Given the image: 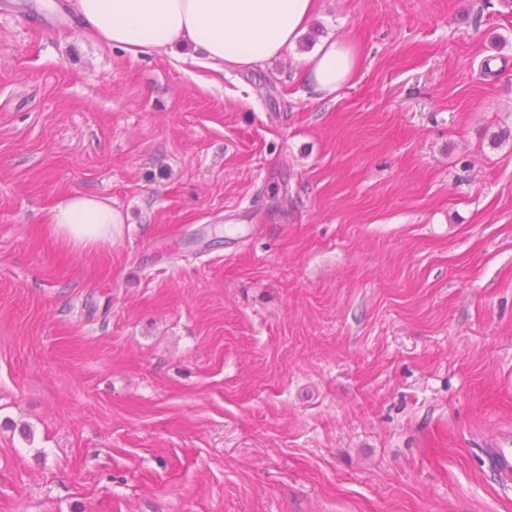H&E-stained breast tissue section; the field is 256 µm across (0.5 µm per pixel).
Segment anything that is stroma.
Segmentation results:
<instances>
[{"instance_id":"obj_1","label":"stroma","mask_w":512,"mask_h":512,"mask_svg":"<svg viewBox=\"0 0 512 512\" xmlns=\"http://www.w3.org/2000/svg\"><path fill=\"white\" fill-rule=\"evenodd\" d=\"M191 53L0 0V512H512V0H320L215 84ZM70 193L112 240L51 237ZM356 66L357 54L347 39L329 37L300 59L296 77L317 98L326 100L353 78ZM122 224L112 206L89 195L68 194L53 209L49 232L57 241L87 248L112 240ZM491 470L496 481L512 487V431H498L490 436Z\"/></svg>"}]
</instances>
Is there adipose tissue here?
<instances>
[{
	"instance_id": "adipose-tissue-1",
	"label": "adipose tissue",
	"mask_w": 512,
	"mask_h": 512,
	"mask_svg": "<svg viewBox=\"0 0 512 512\" xmlns=\"http://www.w3.org/2000/svg\"><path fill=\"white\" fill-rule=\"evenodd\" d=\"M318 0H72L85 35L128 57L168 54L177 46L197 52L196 64L215 77L265 66L283 57L305 30ZM357 54L347 39L330 37L299 61L300 83L328 99L355 74ZM121 222L104 201L62 197L49 232L73 247L111 240Z\"/></svg>"
}]
</instances>
